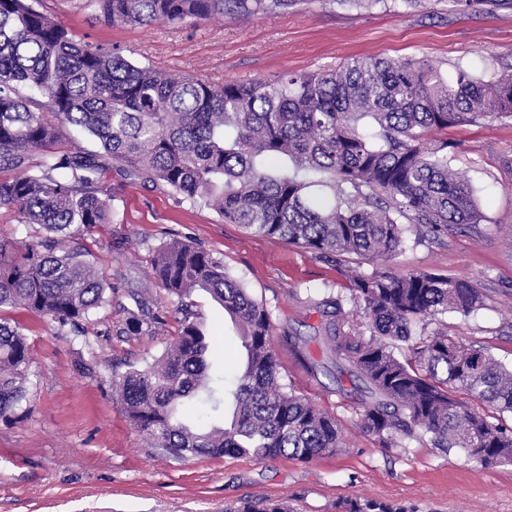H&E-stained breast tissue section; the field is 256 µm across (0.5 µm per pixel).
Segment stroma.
<instances>
[{
	"mask_svg": "<svg viewBox=\"0 0 512 512\" xmlns=\"http://www.w3.org/2000/svg\"><path fill=\"white\" fill-rule=\"evenodd\" d=\"M77 39L150 65L221 84L273 79L329 68L351 58H427L445 78L464 69L478 77L512 71V6L463 13L453 0H401L368 7L339 0H299L288 11L249 19H195L180 24L112 25L88 0H30ZM453 169L469 180L483 219L449 229L433 243L408 228L389 266L471 281L485 304L469 315L446 313L449 334L483 345L512 366V117L449 130ZM112 221L84 233L86 259L112 285V304L86 322L93 346L22 308L1 312L21 328L31 352L34 386L22 413L0 420V512H232L263 496L296 512H336L345 498L367 496L419 512H512V465L484 468L425 442L392 451L356 427L358 395L338 378L332 359L311 337L312 303L348 296L349 270L371 272L357 256L334 263L281 240L247 234L214 210L177 198L165 186L119 170L102 184ZM178 239L206 249L270 312L279 370L297 392L335 415L346 442L336 454L301 462L281 457L175 458L147 447L112 397V377L162 355L175 336V305L150 275L155 249ZM164 323L153 336L123 333L138 299ZM193 299L210 339V362L228 375L241 362L235 323L203 291ZM306 340L318 363L281 336Z\"/></svg>",
	"mask_w": 512,
	"mask_h": 512,
	"instance_id": "35a3bbf8",
	"label": "stroma"
}]
</instances>
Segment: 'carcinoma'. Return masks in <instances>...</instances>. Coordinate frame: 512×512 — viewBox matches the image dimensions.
<instances>
[{
  "mask_svg": "<svg viewBox=\"0 0 512 512\" xmlns=\"http://www.w3.org/2000/svg\"><path fill=\"white\" fill-rule=\"evenodd\" d=\"M105 21L144 25L254 16L297 0H90ZM36 91L38 103L23 94ZM93 137L49 153L58 126ZM512 116V72L488 80L460 69L446 80L421 58H358L273 80L214 84L136 65L76 39L29 0H0V206L42 234L0 236V308H23L60 327L111 305L112 287L75 241L112 223L101 190L111 169L136 172L183 200L214 209L247 233L277 238L321 258L388 261L405 224L434 239L483 220L468 180L450 167L448 141L431 132ZM152 275L177 302L175 341L156 360L114 375L125 417L148 447L178 459L200 454L309 461L343 447L338 419L284 383L270 313L224 264L192 244L161 243ZM211 295L235 321L245 361L233 379L213 378L209 341L193 294ZM350 297L312 302L313 339L357 382L359 426L380 447L428 438L482 467L512 464V369L481 345L448 335L438 316L468 315L485 295L466 279L376 268L351 277ZM352 309H345V303ZM162 318L141 306L127 331L155 335ZM419 325L423 333L414 335ZM431 332H425L428 326ZM406 343L401 350L399 343ZM30 349L0 317V419L30 395ZM201 404L206 424L187 403ZM491 412H485V409ZM337 512H415L368 497Z\"/></svg>",
  "mask_w": 512,
  "mask_h": 512,
  "instance_id": "carcinoma-1",
  "label": "carcinoma"
}]
</instances>
